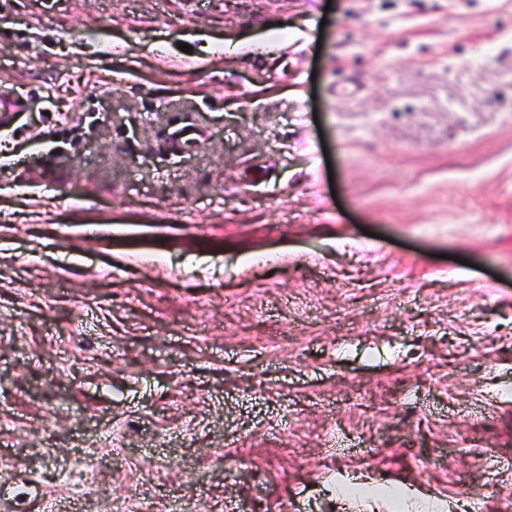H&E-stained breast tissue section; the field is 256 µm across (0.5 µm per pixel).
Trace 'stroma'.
<instances>
[{
	"mask_svg": "<svg viewBox=\"0 0 512 512\" xmlns=\"http://www.w3.org/2000/svg\"><path fill=\"white\" fill-rule=\"evenodd\" d=\"M1 99L0 512L512 501V0H0Z\"/></svg>",
	"mask_w": 512,
	"mask_h": 512,
	"instance_id": "obj_1",
	"label": "stroma"
}]
</instances>
